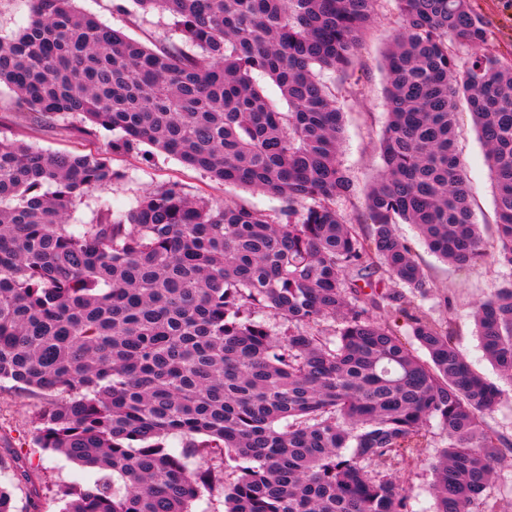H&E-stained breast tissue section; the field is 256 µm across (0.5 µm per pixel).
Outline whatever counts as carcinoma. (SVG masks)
I'll use <instances>...</instances> for the list:
<instances>
[{"label":"carcinoma","mask_w":512,"mask_h":512,"mask_svg":"<svg viewBox=\"0 0 512 512\" xmlns=\"http://www.w3.org/2000/svg\"><path fill=\"white\" fill-rule=\"evenodd\" d=\"M23 2L25 24L0 32V85L18 111L114 133L90 154L0 140V381L61 396L36 417V442L98 474L59 491L63 512H190L204 492L224 512H408L389 470L432 420L448 437L434 512H471L512 449L483 422L500 392L394 289L426 288L399 222L452 264L484 254L456 150L462 100L494 179L495 258L512 267V57L482 50L470 0H397L366 230L336 209L352 183L323 77L352 69L375 0H132L170 17L152 48L74 0ZM451 45L470 52L464 65ZM144 144L284 207L192 199L167 181L68 223L123 178L111 157ZM377 309L404 316L425 357ZM475 319L512 381V284Z\"/></svg>","instance_id":"1"}]
</instances>
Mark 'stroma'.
<instances>
[{
	"mask_svg": "<svg viewBox=\"0 0 512 512\" xmlns=\"http://www.w3.org/2000/svg\"><path fill=\"white\" fill-rule=\"evenodd\" d=\"M128 2L75 0V6L133 40L152 44L165 31L168 15L153 12L134 20L122 10ZM473 6L493 33L490 49L512 52V0H473ZM374 10L375 21L353 69L345 80L335 85L336 101L344 114L339 161L354 188L350 196L337 200L336 207L353 223L363 226L370 223L365 194L382 166L378 144L388 119L380 64L390 38L400 27L396 0H376ZM0 138L22 141L50 154H82L106 147L105 139H84L63 125L31 126L17 111L14 93L6 88L0 90ZM456 145L465 165L475 220L483 228L487 254L469 265L456 266L431 253L413 225H396V234L410 245L429 279L425 293L408 287L403 293L408 308L424 309L431 319L449 324L459 351L488 382L499 388L500 399L484 421L489 429L512 439V384L484 357L474 324L479 302L512 283V268L499 264L493 256V182L485 148L465 110L458 116ZM112 165L123 172V180L104 196H92L87 205L73 213L71 223L89 220L103 199L113 209H129L143 191L169 180L181 183L192 197H213L272 213L283 205L278 196L268 192L213 182L203 173L184 166L176 157L153 149L149 150L147 159L118 157ZM49 401V396L22 390L11 381L0 382V486L10 491L14 512H60L62 503L56 496L59 487L84 489L92 486L95 479L90 470L37 445L35 417ZM429 429L434 443L424 449L420 460L410 465L400 462L392 468L408 489L409 512H433L434 508L431 466L446 436L437 424H430ZM16 460L28 470L30 481L16 479L12 468Z\"/></svg>",
	"mask_w": 512,
	"mask_h": 512,
	"instance_id": "1",
	"label": "stroma"
}]
</instances>
